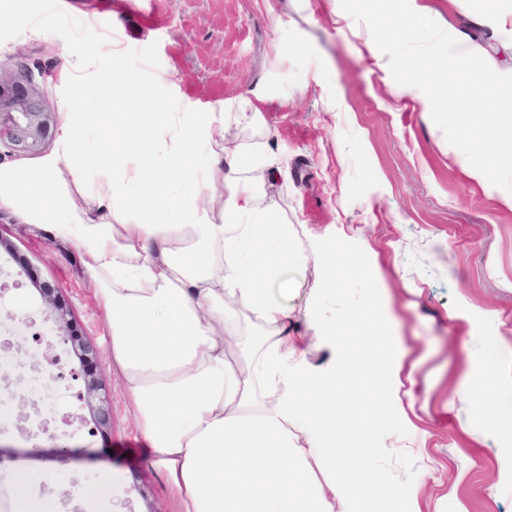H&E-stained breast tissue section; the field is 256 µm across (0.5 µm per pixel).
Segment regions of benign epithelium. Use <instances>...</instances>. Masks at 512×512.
<instances>
[{"mask_svg":"<svg viewBox=\"0 0 512 512\" xmlns=\"http://www.w3.org/2000/svg\"><path fill=\"white\" fill-rule=\"evenodd\" d=\"M57 126L55 113L44 110L32 84V77L14 73L11 65L0 64V138L11 143L17 156L42 149ZM40 296L41 313L52 320L61 349L45 356L47 366L58 381L71 378L81 383L77 399L88 410L100 434L109 432L112 407L100 395L102 381L98 349L84 336L73 320L59 286L51 281L31 280Z\"/></svg>","mask_w":512,"mask_h":512,"instance_id":"1","label":"benign epithelium"}]
</instances>
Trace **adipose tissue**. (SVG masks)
I'll list each match as a JSON object with an SVG mask.
<instances>
[{
	"mask_svg": "<svg viewBox=\"0 0 512 512\" xmlns=\"http://www.w3.org/2000/svg\"><path fill=\"white\" fill-rule=\"evenodd\" d=\"M454 3L486 31L478 63L430 56L432 46L472 37L450 24L417 29L423 6L384 24L404 36L408 53L430 57L420 72L424 111L470 98L512 134V109L502 108L512 102V30L505 15L490 22L471 0ZM62 59V81L97 83L112 109L70 113L55 151L32 165H0V209L81 251L112 367L178 512H393L399 501L404 512H425L430 467L407 437L417 428L402 379L409 352L382 324L381 293L370 301L378 322L359 361L351 355L360 337L341 329L360 315H335L318 296L309 298L307 335L288 332L292 291L280 281L298 249L261 188L279 160L224 138L227 126L255 122L250 100L222 112L177 104L149 112L153 89L136 78L94 71L82 53ZM121 141L147 144L148 158L115 159ZM92 170L99 176L86 182ZM242 311L257 325L245 338ZM313 349L324 352L321 362L309 360ZM476 362L485 389L512 408V350ZM350 448L358 451L351 465ZM403 454L418 459L413 474L391 471Z\"/></svg>",
	"mask_w": 512,
	"mask_h": 512,
	"instance_id": "obj_1",
	"label": "adipose tissue"
}]
</instances>
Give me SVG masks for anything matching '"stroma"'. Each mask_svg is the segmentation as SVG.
Instances as JSON below:
<instances>
[{"label":"stroma","instance_id":"35a3bbf8","mask_svg":"<svg viewBox=\"0 0 512 512\" xmlns=\"http://www.w3.org/2000/svg\"><path fill=\"white\" fill-rule=\"evenodd\" d=\"M411 0H28L23 15L0 0V62L32 74L45 110L64 116L100 107L94 86L62 83L60 50L85 49L88 30L114 45L115 56L95 58L100 71L137 75L150 85L172 72L165 102L218 112L248 98L258 123L225 130L227 140L263 144L283 169L267 180V201L288 221L300 243L319 239L336 248L337 303L364 308L372 289L391 301L390 326L420 359L413 373L417 424L435 469L422 496L428 512H512V484L499 481L503 443L491 428L502 414L479 382L475 353L493 355L512 344V211L501 208L498 188L512 186V138L496 127L477 162L488 164L495 186L469 181L443 141L471 144L475 106L464 103L426 115L418 97L393 106L394 73L377 58L394 55L395 30L368 31L372 14H404ZM52 14L55 26L41 38L19 39L16 30ZM0 237L31 262L40 279L56 282L73 317L99 350L100 373L112 405L108 437L92 422L59 428L55 437L16 428L0 431V445L17 459L0 464V491L10 508L30 503L34 512H63L51 450L72 448L71 479L86 491L80 512H177L165 481L148 463L122 385L112 371L105 316L78 249L32 231L0 210ZM18 289L0 294V310L15 314L11 336L22 327L30 280L9 263ZM299 292L291 302L304 321L308 298L322 281L312 259L288 267ZM463 305L486 311L481 320L450 317ZM496 485L494 497L482 489Z\"/></svg>","mask_w":512,"mask_h":512}]
</instances>
